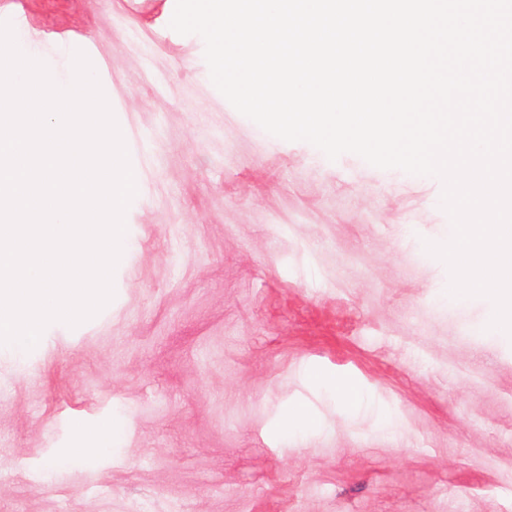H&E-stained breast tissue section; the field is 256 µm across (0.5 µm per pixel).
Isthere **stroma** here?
Instances as JSON below:
<instances>
[{
    "instance_id": "obj_1",
    "label": "stroma",
    "mask_w": 512,
    "mask_h": 512,
    "mask_svg": "<svg viewBox=\"0 0 512 512\" xmlns=\"http://www.w3.org/2000/svg\"><path fill=\"white\" fill-rule=\"evenodd\" d=\"M12 18L50 69L96 61L139 179L113 300L0 365V512H512V339L423 247L450 236L440 180L263 131L171 0ZM296 407L316 426L284 436ZM110 419L112 453L31 480Z\"/></svg>"
}]
</instances>
